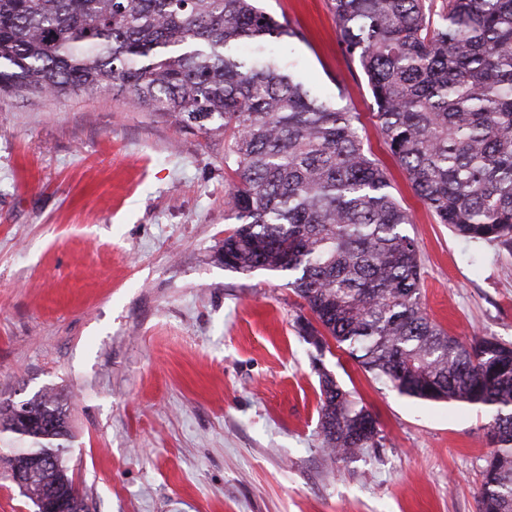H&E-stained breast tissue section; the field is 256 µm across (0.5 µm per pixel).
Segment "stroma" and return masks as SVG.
<instances>
[{"label":"stroma","mask_w":512,"mask_h":512,"mask_svg":"<svg viewBox=\"0 0 512 512\" xmlns=\"http://www.w3.org/2000/svg\"><path fill=\"white\" fill-rule=\"evenodd\" d=\"M297 31L284 63L360 115L410 213L428 316L463 342L512 343V249L438 223L390 153L329 0H263ZM222 133L104 90L0 94V395L70 406L66 458L90 512H477L489 416L388 388L317 353L285 277L217 252ZM359 397L382 445L324 448L319 370Z\"/></svg>","instance_id":"obj_1"}]
</instances>
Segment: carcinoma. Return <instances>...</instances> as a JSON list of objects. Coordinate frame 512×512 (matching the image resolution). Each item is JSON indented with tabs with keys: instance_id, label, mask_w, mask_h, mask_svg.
Masks as SVG:
<instances>
[{
	"instance_id": "obj_1",
	"label": "carcinoma",
	"mask_w": 512,
	"mask_h": 512,
	"mask_svg": "<svg viewBox=\"0 0 512 512\" xmlns=\"http://www.w3.org/2000/svg\"><path fill=\"white\" fill-rule=\"evenodd\" d=\"M339 44L358 59L374 117L417 195L464 239L512 246V0H330ZM298 33L256 0H0V92L92 95L228 136L218 256L241 273L279 272L326 337L399 394L479 405L491 415L479 512H512V345L448 335L421 301L408 212L364 149L359 115L287 71L268 43ZM323 445L340 460L380 447L373 415L320 377ZM0 432L57 467L27 471L25 496L57 483L68 408L55 393Z\"/></svg>"
}]
</instances>
